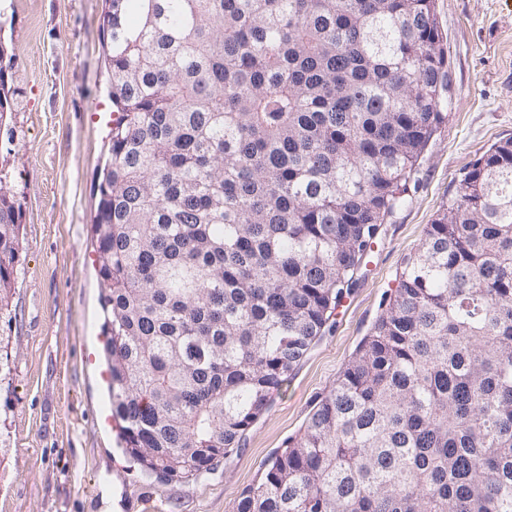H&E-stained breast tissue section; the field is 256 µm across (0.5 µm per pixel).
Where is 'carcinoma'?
<instances>
[{"label": "carcinoma", "instance_id": "cac0c4a2", "mask_svg": "<svg viewBox=\"0 0 512 512\" xmlns=\"http://www.w3.org/2000/svg\"><path fill=\"white\" fill-rule=\"evenodd\" d=\"M96 185L125 454L188 482L323 336L446 118L434 0H107ZM0 45V121L11 111ZM21 204L0 181V304ZM237 512H512V138L463 171L386 311Z\"/></svg>", "mask_w": 512, "mask_h": 512}]
</instances>
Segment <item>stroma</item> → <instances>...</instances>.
Masks as SVG:
<instances>
[{
    "label": "stroma",
    "instance_id": "1",
    "mask_svg": "<svg viewBox=\"0 0 512 512\" xmlns=\"http://www.w3.org/2000/svg\"><path fill=\"white\" fill-rule=\"evenodd\" d=\"M105 0H0L14 109L0 123V181L22 203L15 290L0 311V512H236L276 450L300 433L382 315L407 257L455 198L463 168L512 137V0H435L447 37L448 118L404 204L381 226L333 325L250 427L243 448L163 484L122 452L102 357L91 224L112 118ZM116 508H107V500Z\"/></svg>",
    "mask_w": 512,
    "mask_h": 512
}]
</instances>
